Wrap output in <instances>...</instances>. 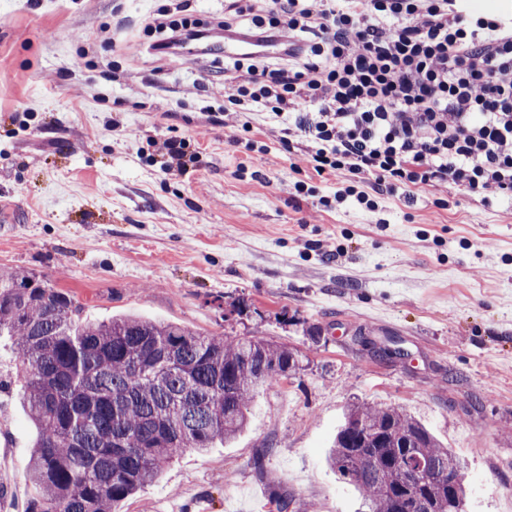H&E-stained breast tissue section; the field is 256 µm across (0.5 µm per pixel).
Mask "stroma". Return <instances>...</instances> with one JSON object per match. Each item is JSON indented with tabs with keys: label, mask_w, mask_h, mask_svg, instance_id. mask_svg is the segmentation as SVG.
Masks as SVG:
<instances>
[{
	"label": "stroma",
	"mask_w": 512,
	"mask_h": 512,
	"mask_svg": "<svg viewBox=\"0 0 512 512\" xmlns=\"http://www.w3.org/2000/svg\"><path fill=\"white\" fill-rule=\"evenodd\" d=\"M175 0H0V269L67 291L82 317L134 314L297 352L248 425L183 452L118 512H359L326 454L356 400L416 416L464 463L466 512H512V201L442 184L373 215L325 208L346 175L292 168L277 126L249 152L211 109L223 54H154L145 16ZM115 41L100 42L102 30ZM188 142L187 174L153 144ZM302 180L315 194L292 196ZM0 337V512H26L38 432Z\"/></svg>",
	"instance_id": "obj_1"
}]
</instances>
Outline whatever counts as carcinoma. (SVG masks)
<instances>
[{"label":"carcinoma","mask_w":512,"mask_h":512,"mask_svg":"<svg viewBox=\"0 0 512 512\" xmlns=\"http://www.w3.org/2000/svg\"><path fill=\"white\" fill-rule=\"evenodd\" d=\"M34 274L0 270V336L26 365L23 401L38 430L28 512H114L186 449L204 455L247 424L258 389L300 369L292 349L223 339L125 315L83 320ZM369 512H456L458 456L407 411L357 401L328 453Z\"/></svg>","instance_id":"cac0c4a2"}]
</instances>
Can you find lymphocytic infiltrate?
I'll return each mask as SVG.
<instances>
[{
    "label": "lymphocytic infiltrate",
    "instance_id": "obj_1",
    "mask_svg": "<svg viewBox=\"0 0 512 512\" xmlns=\"http://www.w3.org/2000/svg\"><path fill=\"white\" fill-rule=\"evenodd\" d=\"M287 39L272 59L224 63V124L278 126L316 174L345 172L336 201L375 213L383 195L437 185L512 199V10L468 0H230L225 30ZM372 179L371 190L361 188Z\"/></svg>",
    "mask_w": 512,
    "mask_h": 512
}]
</instances>
